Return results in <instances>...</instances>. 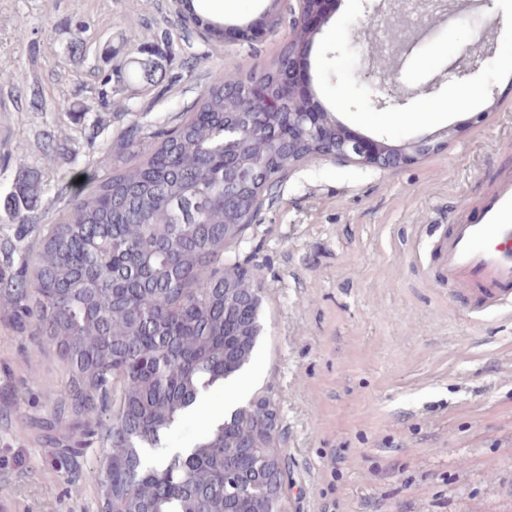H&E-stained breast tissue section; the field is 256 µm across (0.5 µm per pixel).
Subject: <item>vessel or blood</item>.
Returning <instances> with one entry per match:
<instances>
[{"label": "vessel or blood", "mask_w": 512, "mask_h": 512, "mask_svg": "<svg viewBox=\"0 0 512 512\" xmlns=\"http://www.w3.org/2000/svg\"><path fill=\"white\" fill-rule=\"evenodd\" d=\"M449 283L471 313H512V176L476 212L463 211L443 242Z\"/></svg>", "instance_id": "vessel-or-blood-1"}]
</instances>
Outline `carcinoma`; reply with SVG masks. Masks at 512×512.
<instances>
[{
	"mask_svg": "<svg viewBox=\"0 0 512 512\" xmlns=\"http://www.w3.org/2000/svg\"><path fill=\"white\" fill-rule=\"evenodd\" d=\"M188 20L224 39L184 0ZM218 70L194 111L161 141L130 139L126 152L98 156L95 171H68L67 212L42 232L41 171L15 146L21 178L5 195L0 260L19 272L0 277V307L19 334L33 329L66 366L58 418L71 439L101 448V512H281L273 448L253 447L240 418L214 414L208 432L146 467L144 452L200 410V396L241 374L256 343L245 336L254 293L224 303V270L239 268L224 243V153L263 170L261 150L279 112L224 140V119L242 104ZM83 181H78V178Z\"/></svg>",
	"mask_w": 512,
	"mask_h": 512,
	"instance_id": "cac0c4a2",
	"label": "carcinoma"
}]
</instances>
